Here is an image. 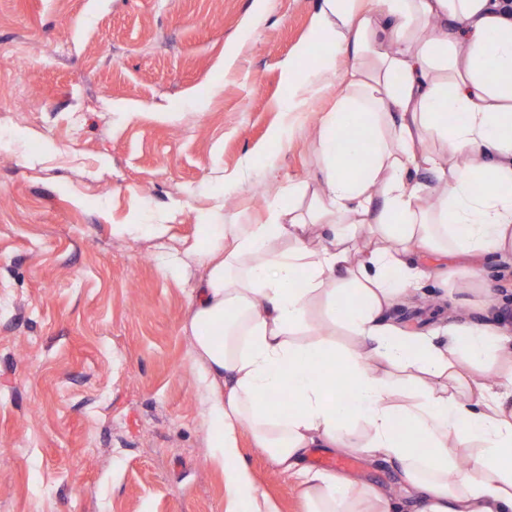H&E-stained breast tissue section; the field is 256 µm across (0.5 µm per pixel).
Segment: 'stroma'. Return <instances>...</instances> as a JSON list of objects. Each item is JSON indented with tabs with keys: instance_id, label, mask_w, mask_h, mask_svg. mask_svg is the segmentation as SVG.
<instances>
[{
	"instance_id": "1",
	"label": "stroma",
	"mask_w": 512,
	"mask_h": 512,
	"mask_svg": "<svg viewBox=\"0 0 512 512\" xmlns=\"http://www.w3.org/2000/svg\"><path fill=\"white\" fill-rule=\"evenodd\" d=\"M319 2L0 0V512H226L190 289L160 246L191 245L215 207L257 224L280 185H313L337 90L286 125L283 63ZM160 222V240L112 231ZM447 290L390 316L512 330V266L449 261L425 292ZM238 455L277 512H302L245 428ZM347 475L410 495L381 458Z\"/></svg>"
}]
</instances>
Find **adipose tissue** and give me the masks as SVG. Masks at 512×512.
<instances>
[{
	"instance_id": "ef3b65f1",
	"label": "adipose tissue",
	"mask_w": 512,
	"mask_h": 512,
	"mask_svg": "<svg viewBox=\"0 0 512 512\" xmlns=\"http://www.w3.org/2000/svg\"><path fill=\"white\" fill-rule=\"evenodd\" d=\"M311 36L325 65L304 46L289 57L288 113L317 81L341 84L321 118L313 204L295 206L304 189L288 184V206L270 203L264 223L213 215L166 264L203 270L184 330L227 512H276L238 458L244 426L297 477L302 512H512V393L474 372L511 363L512 335L477 322L421 334L387 318L447 277L449 256L512 264V16L499 0H321ZM361 150L369 162L352 171ZM315 301L327 321L310 318ZM313 448L388 459L412 502L307 466Z\"/></svg>"
}]
</instances>
